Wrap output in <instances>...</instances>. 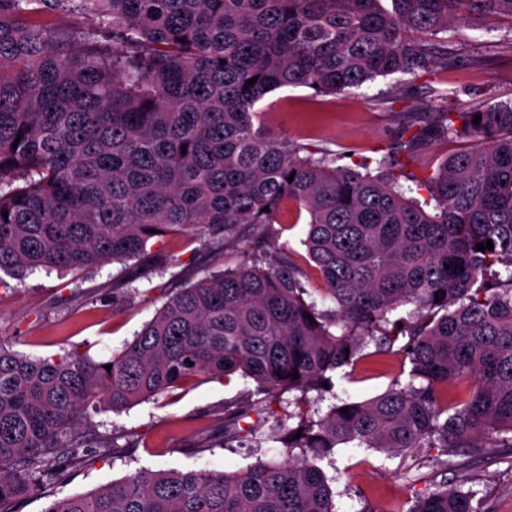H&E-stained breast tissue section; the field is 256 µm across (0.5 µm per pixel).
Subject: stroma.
Masks as SVG:
<instances>
[{"instance_id":"obj_1","label":"stroma","mask_w":512,"mask_h":512,"mask_svg":"<svg viewBox=\"0 0 512 512\" xmlns=\"http://www.w3.org/2000/svg\"><path fill=\"white\" fill-rule=\"evenodd\" d=\"M448 63L419 76L380 77L361 88L336 95H318L305 87L270 93L261 102L266 131L288 138L311 152L351 155L353 161L386 155L401 124L402 93L416 97L424 112L446 104L490 108L512 102V27L498 22L450 25L444 34ZM307 226L296 210H287L263 237L268 252L298 258ZM165 263L150 268L130 288L112 283L130 276L134 262H110L94 273L45 272L18 280H0V343L33 358L78 352L96 361L110 360L152 319L179 288L210 272L246 262L239 247L208 246L196 236L167 237ZM403 359L365 347L355 366L331 375L337 400L363 401L383 393L394 380L406 379ZM251 380L222 382L200 376L155 399L121 413H91L89 422L104 440L130 437L139 441L123 455L100 448L83 466L23 500L18 512H44L55 499L94 492L140 468L152 470L234 471L286 457L282 444L255 446L251 436L224 443V403L254 391ZM429 460L402 476L398 456L347 445L320 462L329 478L336 512H408L416 495L434 482L456 486L474 476L476 512H512V448H491L476 459L458 449L432 448ZM452 460L451 468L441 465Z\"/></svg>"}]
</instances>
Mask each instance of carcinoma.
<instances>
[{"instance_id":"cac0c4a2","label":"carcinoma","mask_w":512,"mask_h":512,"mask_svg":"<svg viewBox=\"0 0 512 512\" xmlns=\"http://www.w3.org/2000/svg\"><path fill=\"white\" fill-rule=\"evenodd\" d=\"M391 2L0 0V270L22 279L156 263L148 246L168 235L224 245L293 205L336 302L307 301L292 259L256 260L178 290L109 371L77 353L32 359L0 344V512L89 449L117 447L92 432L90 408L119 413L197 376L236 374L258 393H297L298 406L312 391L320 401L328 373L358 360L367 337L409 361L407 381L318 418L290 414L291 428L274 421L265 439L285 446L284 461L140 468L45 512H336L315 460L340 445L401 456L512 448V104L402 127L375 176L343 155L303 156L258 123L256 107L278 89L331 95L427 73L449 24L512 21V0ZM60 11L91 25L40 21ZM458 136L476 145L423 179L404 176L427 142ZM402 176L436 200L434 213L406 196ZM489 239L494 249L477 250ZM407 304L408 319H389ZM256 411L248 395L224 403V441ZM475 495L435 484L408 512H475Z\"/></svg>"}]
</instances>
